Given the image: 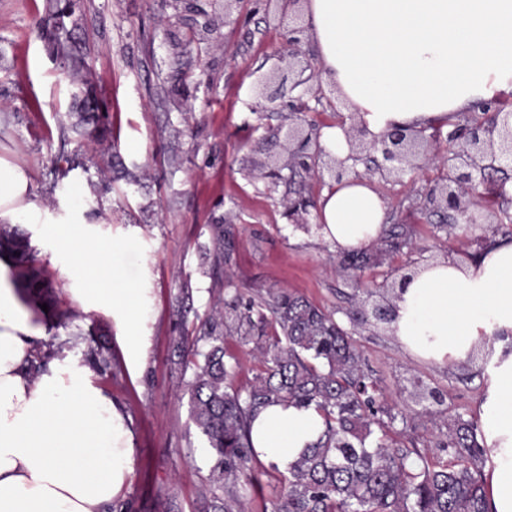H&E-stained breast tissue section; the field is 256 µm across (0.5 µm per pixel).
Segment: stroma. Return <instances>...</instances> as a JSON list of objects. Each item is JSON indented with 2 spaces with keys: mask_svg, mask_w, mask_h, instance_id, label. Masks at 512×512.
Returning <instances> with one entry per match:
<instances>
[{
  "mask_svg": "<svg viewBox=\"0 0 512 512\" xmlns=\"http://www.w3.org/2000/svg\"><path fill=\"white\" fill-rule=\"evenodd\" d=\"M47 5L0 0V158L28 172L29 199L43 217L62 222L71 210L106 236L133 238L134 249L119 261L128 281L146 282L152 297L147 358L133 369L112 318L79 312L69 292L73 280L52 259L58 245L36 238V225H28L36 263L50 273L59 306L75 313L48 334L92 331L112 354L111 372L95 380L124 409L135 435L124 512H212L213 460L189 418L187 393L192 350L204 346L212 314L235 297L245 304L287 291L349 325L352 310L394 300L404 275L448 257H472L478 243L501 237L504 210L474 207L472 223L448 236L424 208L428 191L445 184V170L430 163L398 182L371 177L387 201V223L409 225L411 243L361 272L339 268L313 214L289 223L283 200L293 184L263 177L286 159L289 125L344 124L353 131L358 123L354 113L334 110L338 95L330 84L303 95L282 90L288 62L279 50L289 17L301 12L282 0H82L79 32L105 112L99 128L70 133L61 145L74 78L36 25ZM64 148L82 154L85 165L60 180L55 166ZM219 220L233 225L235 245L217 268L211 237ZM354 327L379 401L395 416L391 443L425 446L430 460L447 462L440 446L445 422L458 414L476 418L480 366H430L405 354L386 325ZM181 336L191 351L175 352ZM225 345L239 363L232 386L247 391L264 370L259 346L234 337ZM431 390L444 396L438 420L422 414ZM254 473L257 486L243 491V512H274L282 473L260 462Z\"/></svg>",
  "mask_w": 512,
  "mask_h": 512,
  "instance_id": "stroma-1",
  "label": "stroma"
}]
</instances>
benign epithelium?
<instances>
[{
    "label": "benign epithelium",
    "mask_w": 512,
    "mask_h": 512,
    "mask_svg": "<svg viewBox=\"0 0 512 512\" xmlns=\"http://www.w3.org/2000/svg\"><path fill=\"white\" fill-rule=\"evenodd\" d=\"M493 119L470 128L465 143L456 154L430 153L423 146V136L395 129L378 140L356 142L366 135V129L357 135L347 134L351 153L357 161L363 152H375L381 160L375 161L373 173L384 179L401 178L421 162H436L448 169V182L428 192L431 212L448 215L452 224H469L470 209L477 205L476 189L487 177L489 166L504 168L512 161V110L492 109ZM288 168L300 167L320 176L317 160L322 156L317 138L298 127L288 128Z\"/></svg>",
    "instance_id": "benign-epithelium-1"
}]
</instances>
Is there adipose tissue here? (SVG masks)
Here are the masks:
<instances>
[{"mask_svg": "<svg viewBox=\"0 0 512 512\" xmlns=\"http://www.w3.org/2000/svg\"><path fill=\"white\" fill-rule=\"evenodd\" d=\"M317 64L374 138L400 128L448 129L457 113L512 97V0H307ZM30 177L0 159V223L34 216ZM383 196L347 175L319 201L322 238L339 253L377 243ZM91 226L63 241L85 312L108 310L128 364L143 365L151 312L145 284L130 287ZM414 358L432 365L478 361V406L487 512H512V240L471 259L421 266L401 282L388 325ZM43 331L20 303L12 267L0 261V512H112L133 473L134 434L88 366L65 350L32 375ZM324 429L315 406L275 402L252 429L258 459L290 465Z\"/></svg>", "mask_w": 512, "mask_h": 512, "instance_id": "1", "label": "adipose tissue"}]
</instances>
